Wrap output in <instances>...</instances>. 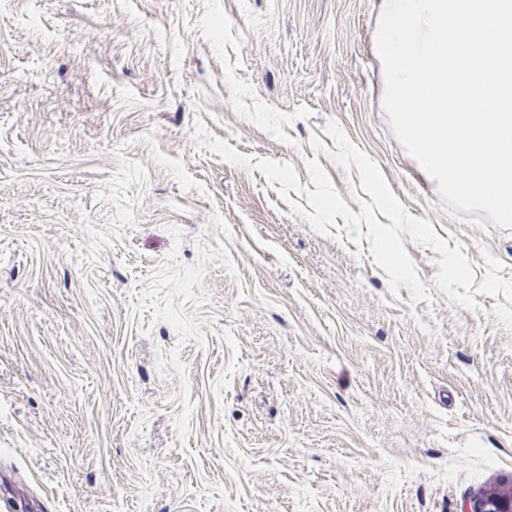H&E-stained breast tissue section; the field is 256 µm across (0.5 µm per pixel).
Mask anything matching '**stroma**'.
Instances as JSON below:
<instances>
[{"instance_id":"35a3bbf8","label":"stroma","mask_w":512,"mask_h":512,"mask_svg":"<svg viewBox=\"0 0 512 512\" xmlns=\"http://www.w3.org/2000/svg\"><path fill=\"white\" fill-rule=\"evenodd\" d=\"M379 0H0V512H461L512 481V304L391 292L253 160L336 121L413 217L512 280L384 110ZM324 152L314 153L313 136Z\"/></svg>"}]
</instances>
